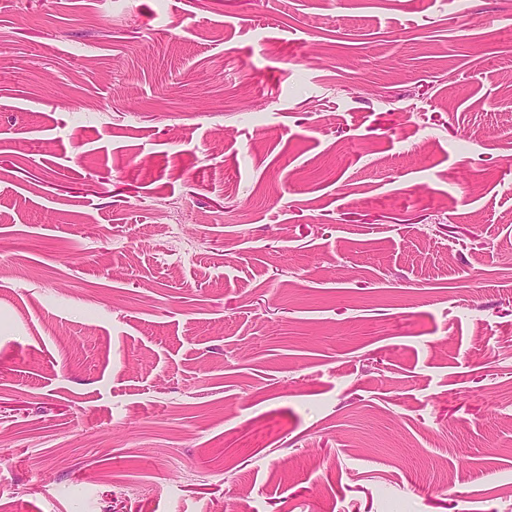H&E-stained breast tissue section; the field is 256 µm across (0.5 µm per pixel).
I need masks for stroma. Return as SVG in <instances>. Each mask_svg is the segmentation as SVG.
I'll list each match as a JSON object with an SVG mask.
<instances>
[{"label":"stroma","mask_w":512,"mask_h":512,"mask_svg":"<svg viewBox=\"0 0 512 512\" xmlns=\"http://www.w3.org/2000/svg\"><path fill=\"white\" fill-rule=\"evenodd\" d=\"M512 512V0H0V512Z\"/></svg>","instance_id":"stroma-1"}]
</instances>
